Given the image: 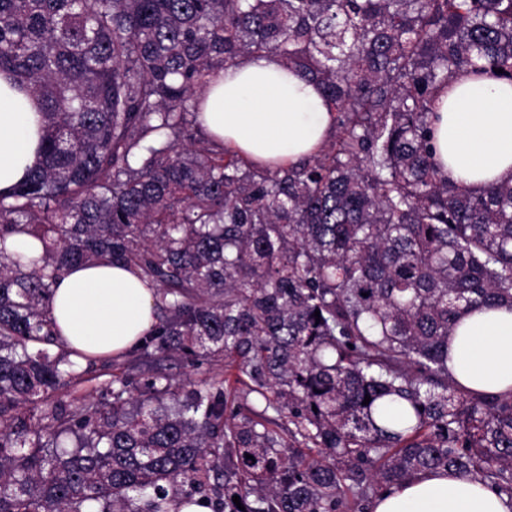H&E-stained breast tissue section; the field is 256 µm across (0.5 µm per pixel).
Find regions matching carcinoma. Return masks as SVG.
I'll return each mask as SVG.
<instances>
[{
    "instance_id": "1",
    "label": "carcinoma",
    "mask_w": 512,
    "mask_h": 512,
    "mask_svg": "<svg viewBox=\"0 0 512 512\" xmlns=\"http://www.w3.org/2000/svg\"><path fill=\"white\" fill-rule=\"evenodd\" d=\"M254 54L336 113L299 166L202 132V92ZM495 68L512 0H0V78L41 130L0 192V512H369L438 470L512 510V391L448 370L458 316L512 306V181L453 183L432 147L435 91ZM105 259L155 285L157 323L96 397L50 288ZM163 357L225 364L247 403Z\"/></svg>"
}]
</instances>
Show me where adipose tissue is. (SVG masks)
<instances>
[{"mask_svg": "<svg viewBox=\"0 0 512 512\" xmlns=\"http://www.w3.org/2000/svg\"><path fill=\"white\" fill-rule=\"evenodd\" d=\"M201 121L215 141L255 165H294L332 135L315 82L271 54L228 68L204 94ZM29 99L0 82V189L19 183L39 148ZM435 157L450 180L473 189L512 180V82L464 72L434 100ZM156 290L121 263L71 268L51 288L50 313L68 349L109 358L133 349L155 323ZM448 368L469 390H512V308L463 314L448 341ZM371 512H506L498 495L469 478L430 473L376 498Z\"/></svg>", "mask_w": 512, "mask_h": 512, "instance_id": "obj_1", "label": "adipose tissue"}]
</instances>
